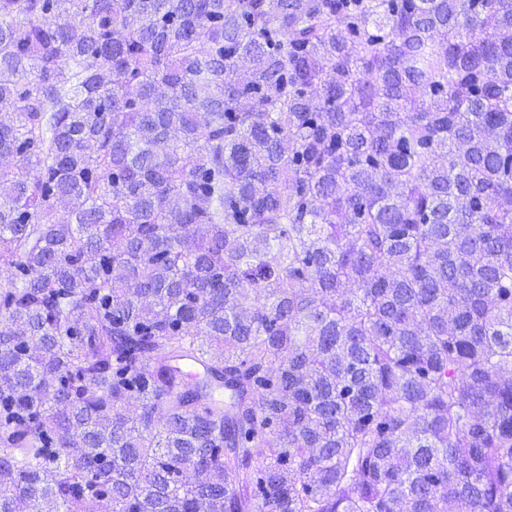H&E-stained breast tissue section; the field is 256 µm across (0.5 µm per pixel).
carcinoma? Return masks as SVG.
I'll return each mask as SVG.
<instances>
[{"label":"carcinoma","instance_id":"cac0c4a2","mask_svg":"<svg viewBox=\"0 0 512 512\" xmlns=\"http://www.w3.org/2000/svg\"><path fill=\"white\" fill-rule=\"evenodd\" d=\"M91 505L512 512V0H0V512Z\"/></svg>","mask_w":512,"mask_h":512}]
</instances>
